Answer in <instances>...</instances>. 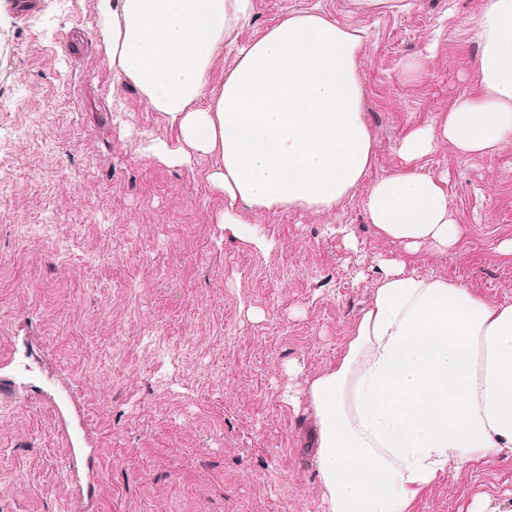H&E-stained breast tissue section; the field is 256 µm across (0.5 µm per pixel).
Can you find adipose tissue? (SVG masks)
I'll list each match as a JSON object with an SVG mask.
<instances>
[{
  "label": "adipose tissue",
  "mask_w": 512,
  "mask_h": 512,
  "mask_svg": "<svg viewBox=\"0 0 512 512\" xmlns=\"http://www.w3.org/2000/svg\"><path fill=\"white\" fill-rule=\"evenodd\" d=\"M112 64L179 134L153 147L162 161L213 160L228 205L223 223L250 239L233 209H334L363 179L371 136L356 68L357 32L325 15L288 16L236 49L206 108L215 57L254 15V0H100ZM466 34L479 55V91L440 127L400 143L404 167L370 189L378 232L415 251H446L464 236L440 179L415 162L437 140L486 155L512 139V0H486ZM316 425L325 512H408L448 470L512 456V304L393 262L375 285L345 354L304 390Z\"/></svg>",
  "instance_id": "adipose-tissue-1"
}]
</instances>
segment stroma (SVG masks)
Instances as JSON below:
<instances>
[{
	"mask_svg": "<svg viewBox=\"0 0 512 512\" xmlns=\"http://www.w3.org/2000/svg\"><path fill=\"white\" fill-rule=\"evenodd\" d=\"M483 0H255L244 44L319 12L362 37L372 162L333 211L238 206L213 161L118 79L99 0H0V512H325L292 398L344 355L384 262L512 303V143L418 160L465 236L407 252L367 215L401 140L476 93ZM77 458V470L68 467ZM512 512V457L446 472L410 512Z\"/></svg>",
	"mask_w": 512,
	"mask_h": 512,
	"instance_id": "stroma-1",
	"label": "stroma"
}]
</instances>
